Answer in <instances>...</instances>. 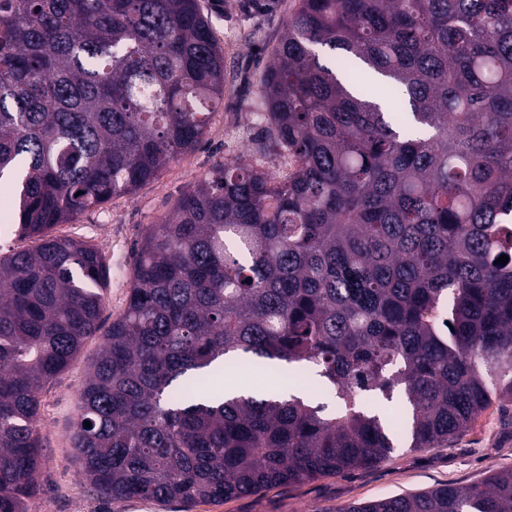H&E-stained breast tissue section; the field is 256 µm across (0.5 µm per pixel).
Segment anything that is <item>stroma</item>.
Returning a JSON list of instances; mask_svg holds the SVG:
<instances>
[{
    "label": "stroma",
    "instance_id": "1",
    "mask_svg": "<svg viewBox=\"0 0 512 512\" xmlns=\"http://www.w3.org/2000/svg\"><path fill=\"white\" fill-rule=\"evenodd\" d=\"M199 3L224 51V102L212 113L202 143L179 155L157 179L134 194L114 196L52 230L55 236L81 240L105 251L111 266L102 314L106 326L127 304L135 243L150 225L161 221L185 190L218 164L238 155L276 175L288 172L286 160L260 149L266 122L261 118L265 102L259 76L297 0H267L263 11L252 9L249 0ZM102 343V337L87 338L69 367L41 393L37 429L43 464L30 512H342L354 503L443 485H471L512 468V409L494 406L448 445L413 449L401 439L385 460L345 475L185 507L140 500L105 501L83 487L70 440L79 392ZM228 383L239 391L266 396L293 386L285 373L250 370L227 374L214 385L221 389Z\"/></svg>",
    "mask_w": 512,
    "mask_h": 512
}]
</instances>
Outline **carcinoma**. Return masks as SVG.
<instances>
[{"label": "carcinoma", "instance_id": "carcinoma-1", "mask_svg": "<svg viewBox=\"0 0 512 512\" xmlns=\"http://www.w3.org/2000/svg\"><path fill=\"white\" fill-rule=\"evenodd\" d=\"M260 83L293 171L221 163L136 244L71 436L105 499L370 467L396 432L371 394L404 395L412 448L512 404V0H298ZM223 101L199 0H0V215L40 240L0 254V512H29L41 390L101 329L105 252L48 230L157 178ZM282 363L336 403L206 391ZM343 512H512V468Z\"/></svg>", "mask_w": 512, "mask_h": 512}]
</instances>
